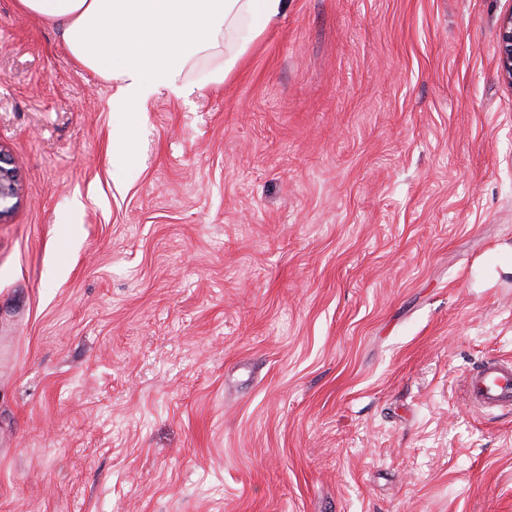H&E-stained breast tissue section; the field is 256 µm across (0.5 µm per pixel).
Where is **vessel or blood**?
I'll list each match as a JSON object with an SVG mask.
<instances>
[{"label":"vessel or blood","instance_id":"b4317fda","mask_svg":"<svg viewBox=\"0 0 512 512\" xmlns=\"http://www.w3.org/2000/svg\"><path fill=\"white\" fill-rule=\"evenodd\" d=\"M463 391L478 410H512V361L485 359L465 378Z\"/></svg>","mask_w":512,"mask_h":512}]
</instances>
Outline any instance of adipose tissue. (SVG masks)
Returning a JSON list of instances; mask_svg holds the SVG:
<instances>
[{
    "label": "adipose tissue",
    "mask_w": 512,
    "mask_h": 512,
    "mask_svg": "<svg viewBox=\"0 0 512 512\" xmlns=\"http://www.w3.org/2000/svg\"><path fill=\"white\" fill-rule=\"evenodd\" d=\"M286 0H16L54 26L73 58L115 84L112 110L142 119L160 89L188 95L197 61L225 41L247 45Z\"/></svg>",
    "instance_id": "obj_1"
}]
</instances>
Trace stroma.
<instances>
[{
	"mask_svg": "<svg viewBox=\"0 0 512 512\" xmlns=\"http://www.w3.org/2000/svg\"><path fill=\"white\" fill-rule=\"evenodd\" d=\"M511 11L287 0L134 128L0 0V512H512ZM499 68L502 76L512 84V11L502 19L499 31ZM0 149V221L9 217L19 202L21 186L16 169ZM16 199L14 203L12 201ZM463 391L476 410H512V361L485 359L464 380Z\"/></svg>",
	"mask_w": 512,
	"mask_h": 512,
	"instance_id": "35a3bbf8",
	"label": "stroma"
}]
</instances>
